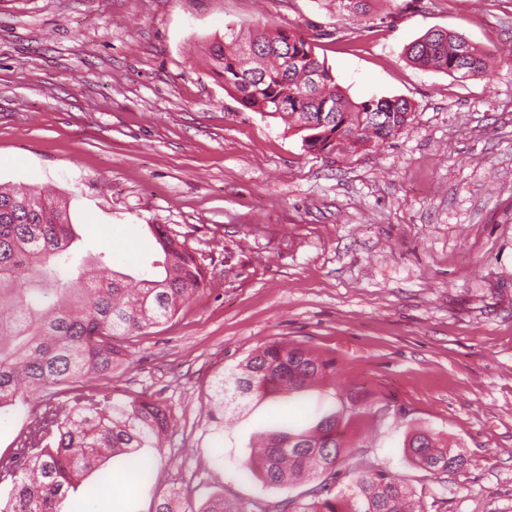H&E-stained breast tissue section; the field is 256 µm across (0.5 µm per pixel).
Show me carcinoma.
<instances>
[{"label": "carcinoma", "instance_id": "1", "mask_svg": "<svg viewBox=\"0 0 512 512\" xmlns=\"http://www.w3.org/2000/svg\"><path fill=\"white\" fill-rule=\"evenodd\" d=\"M373 0H336L337 7L370 19ZM429 69L466 80L484 75L490 53L446 29L431 28L406 48ZM246 109L289 121L312 151L355 152L384 144L410 118L404 98L352 101L303 34L266 24L243 34L232 28L209 47L206 60ZM162 256L159 271L135 279L110 269L101 252L77 259L78 239L67 204L35 188L0 187V409L52 386L103 377L128 364L116 336H139L171 319L205 274L195 257L162 224L149 225ZM332 361L290 342L275 341L221 380L215 412L249 401L306 389L333 371ZM360 398L351 394L308 429H274L260 439L242 468L272 486L318 480L309 499L287 498L275 512H419L411 490L395 475L346 466L347 431ZM163 406L141 395L118 401L110 393L74 390L64 404L49 396L20 440L22 462L0 457V480L13 493L0 512H60L69 490L105 460L156 448L168 432ZM428 471L459 470L465 457L438 448V437L414 433L407 444ZM201 512H248L212 499Z\"/></svg>", "mask_w": 512, "mask_h": 512}]
</instances>
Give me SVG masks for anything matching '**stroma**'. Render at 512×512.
<instances>
[{"label":"stroma","instance_id":"35a3bbf8","mask_svg":"<svg viewBox=\"0 0 512 512\" xmlns=\"http://www.w3.org/2000/svg\"><path fill=\"white\" fill-rule=\"evenodd\" d=\"M261 22L310 38L353 100H408V124L339 158L243 108L204 52ZM432 28L493 51L490 74L412 63L407 45ZM0 183L65 200L78 251L116 269L149 272L163 224L206 272L169 322L117 337L127 366L79 383L160 401L165 446L109 460L61 512H154L174 488L182 512L304 498L309 484L268 487L241 463L276 413L309 427L338 390L371 407L348 432L356 461L425 512H512V0H377L369 21L332 0H0ZM278 340L333 360V387L214 422L225 372ZM40 403L0 413V455ZM418 428L465 466H415Z\"/></svg>","mask_w":512,"mask_h":512}]
</instances>
